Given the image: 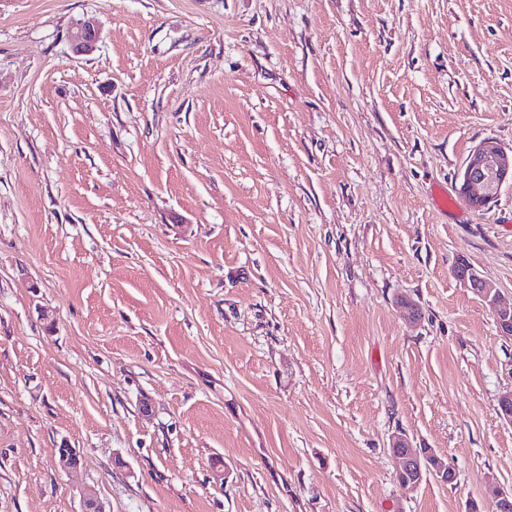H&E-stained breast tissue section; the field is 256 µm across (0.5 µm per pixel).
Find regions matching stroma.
<instances>
[{"mask_svg":"<svg viewBox=\"0 0 512 512\" xmlns=\"http://www.w3.org/2000/svg\"><path fill=\"white\" fill-rule=\"evenodd\" d=\"M487 140L512 0H0V512H493L512 341L452 274L512 300V188L456 194ZM395 434L456 483L405 493ZM100 37L98 23L88 18L79 24L73 35L74 52L78 55H87L93 52Z\"/></svg>","mask_w":512,"mask_h":512,"instance_id":"stroma-1","label":"stroma"}]
</instances>
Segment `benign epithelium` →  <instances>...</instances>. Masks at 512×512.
<instances>
[{"label": "benign epithelium", "mask_w": 512, "mask_h": 512, "mask_svg": "<svg viewBox=\"0 0 512 512\" xmlns=\"http://www.w3.org/2000/svg\"><path fill=\"white\" fill-rule=\"evenodd\" d=\"M100 37L98 23L89 18L79 24L73 35L74 52L87 55L93 52ZM512 185V147L507 148L495 141H485L477 146L465 163L459 194L472 209H485L498 196L501 189ZM453 275L483 300L492 312L500 336L512 339V303L501 299L466 262L453 268ZM391 457L396 475L406 493L412 494L428 475L452 485L457 475L455 469L431 448H415L402 435H395L390 443ZM59 466L71 471L81 465V455L74 448L57 451ZM488 493L501 508L512 506V491L501 488L497 482L488 480Z\"/></svg>", "instance_id": "benign-epithelium-1"}]
</instances>
